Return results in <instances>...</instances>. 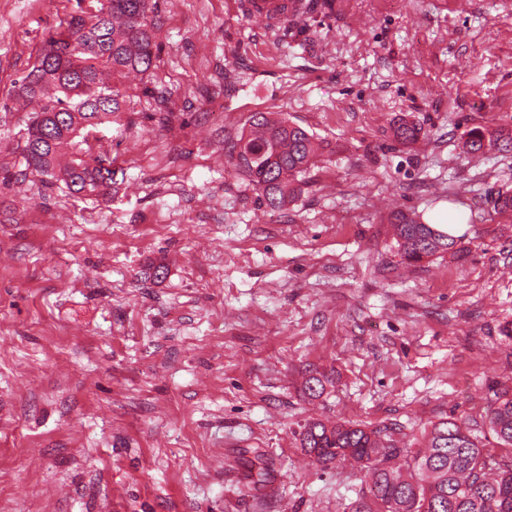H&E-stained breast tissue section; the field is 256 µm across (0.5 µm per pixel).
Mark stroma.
Listing matches in <instances>:
<instances>
[{
	"label": "stroma",
	"mask_w": 512,
	"mask_h": 512,
	"mask_svg": "<svg viewBox=\"0 0 512 512\" xmlns=\"http://www.w3.org/2000/svg\"><path fill=\"white\" fill-rule=\"evenodd\" d=\"M241 2L152 0L155 69L94 135L110 193L82 196L24 175L8 105L79 4L0 0V512H352L365 471L313 464L312 419L413 452L455 415L501 450L512 150L462 136L512 128V0H343L274 26ZM255 112L318 145L276 210L226 162ZM396 211L451 217L460 255L406 263ZM504 146L506 149L512 148V129H498L488 133L483 130L473 128L464 133L462 148L468 155H476L483 152L487 147Z\"/></svg>",
	"instance_id": "35a3bbf8"
}]
</instances>
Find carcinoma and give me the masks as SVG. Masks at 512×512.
<instances>
[{
  "label": "carcinoma",
  "instance_id": "carcinoma-1",
  "mask_svg": "<svg viewBox=\"0 0 512 512\" xmlns=\"http://www.w3.org/2000/svg\"><path fill=\"white\" fill-rule=\"evenodd\" d=\"M101 14L71 13L48 34L32 69L14 82L13 98L27 115L22 154L26 169L51 186L65 183L74 194L98 196L112 186V165L86 148L92 131L122 111L130 74L152 70L158 46L150 0H105ZM228 149L227 163L248 177L259 205L280 209L297 192L295 177L315 155L313 136L286 119L256 112ZM52 132L54 145L41 140ZM497 145L512 148V129L489 134L473 128L462 148L476 155ZM69 162L57 163L63 148ZM394 231L403 260L417 263L437 254L456 255L458 241L433 224L399 212ZM499 444L512 449V396L497 398L488 414ZM393 428L367 430L358 424L306 423L300 444L327 466L351 458L364 464L372 498L354 512H512V461L496 458L453 416L432 424L425 447L399 457Z\"/></svg>",
  "mask_w": 512,
  "mask_h": 512
}]
</instances>
